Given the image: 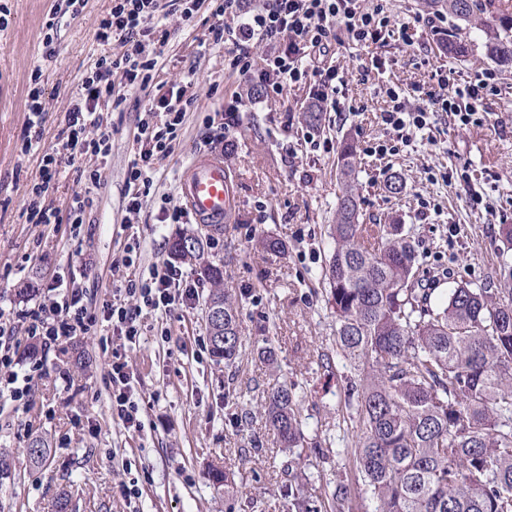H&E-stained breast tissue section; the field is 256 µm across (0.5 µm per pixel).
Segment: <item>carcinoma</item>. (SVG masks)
<instances>
[{
    "label": "carcinoma",
    "mask_w": 512,
    "mask_h": 512,
    "mask_svg": "<svg viewBox=\"0 0 512 512\" xmlns=\"http://www.w3.org/2000/svg\"><path fill=\"white\" fill-rule=\"evenodd\" d=\"M443 3L465 24L492 0H424ZM486 50L512 66V18L500 20ZM341 195L329 237L335 246L322 278L336 313V356L354 370L348 393L354 448L344 461L375 503L373 512H512V266L501 268L502 287L459 284L432 297L412 288L415 249L400 224L360 223L356 150L341 146ZM224 226L206 237L177 232L170 255L194 267L208 286L206 308L219 305L224 327L207 324L210 354L232 365L242 348L240 301L224 289V261L211 259ZM266 424L288 450V512H322L316 495L301 493L309 481L302 454L301 413L293 388L267 393ZM42 437L28 448L32 465L49 457ZM350 483L336 485L328 512H354Z\"/></svg>",
    "instance_id": "1"
}]
</instances>
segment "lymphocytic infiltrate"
<instances>
[{"label": "lymphocytic infiltrate", "mask_w": 512, "mask_h": 512, "mask_svg": "<svg viewBox=\"0 0 512 512\" xmlns=\"http://www.w3.org/2000/svg\"><path fill=\"white\" fill-rule=\"evenodd\" d=\"M362 0H112L110 11L101 19L97 33L103 43H118V54L102 55L83 78L78 98L65 116V135L43 149L40 176L29 189L26 207L33 224L58 221L50 197L65 168L78 167L81 178L98 185L100 169L84 166L87 158L105 159L112 149V125L104 105L120 107L131 91H148V110L134 135V157L126 176V209L139 214L153 183L159 163L179 142L186 112L194 103L191 82L156 81L154 71L168 44L167 21L180 16L193 21L208 14V41L224 48V65L246 88H259L262 97L281 99L301 82L310 83L316 101L338 109L337 94L344 77L322 58L341 39L368 45L397 37L414 45L419 27H435V17L417 15L413 25L393 27L383 5L366 9ZM495 73L485 69L474 81L452 89L446 75H439L437 87H414V106H407L398 85H388L390 109L379 118L389 135L382 143L366 146L370 155H385L409 145L416 131L423 129L431 114L453 115L462 126L481 124L483 103L494 89ZM141 249L138 237H129L122 259L127 276L121 277L112 300L103 312H96L79 289L61 291L60 280L48 283L44 301L9 313L0 312V384L4 385L18 410H27L41 376L39 363L22 366L18 359L17 329L42 350L55 348L62 339L87 332L100 318L112 323V413L126 430H139V404L127 352L142 336L143 311L166 314L176 306L194 301L198 284L171 262L150 269L148 276L134 274L135 257ZM62 302H55V294Z\"/></svg>", "instance_id": "obj_1"}]
</instances>
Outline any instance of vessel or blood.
<instances>
[{"label": "vessel or blood", "instance_id": "b4317fda", "mask_svg": "<svg viewBox=\"0 0 512 512\" xmlns=\"http://www.w3.org/2000/svg\"><path fill=\"white\" fill-rule=\"evenodd\" d=\"M178 197L196 223H224L235 205V194L223 156L210 153L194 160L179 181Z\"/></svg>", "mask_w": 512, "mask_h": 512}]
</instances>
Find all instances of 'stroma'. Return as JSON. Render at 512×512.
<instances>
[{
    "label": "stroma",
    "mask_w": 512,
    "mask_h": 512,
    "mask_svg": "<svg viewBox=\"0 0 512 512\" xmlns=\"http://www.w3.org/2000/svg\"><path fill=\"white\" fill-rule=\"evenodd\" d=\"M9 25L0 29V309L22 308L23 283L43 285L59 277L83 289L100 306L116 284L112 265L121 259L128 236H138V266L147 270L169 258L176 225L161 221L163 201L178 205V183L186 165L214 150L203 125L205 113L220 112L238 90L237 76L224 68V50L200 47L209 24L171 16L169 43L157 67L158 79L192 78L197 101L187 112L175 151L158 166L146 205L139 215L126 212L123 192L134 157L133 131L148 96H128L123 111H112V151L100 186L66 170L53 194L59 221L30 224L24 209L28 188L39 177L38 151L19 152L27 117L26 100L33 70H41L47 112L42 147L54 145L66 112L77 98L85 73L105 53H119L96 37L112 0H85L78 15L57 12L58 0H6ZM55 16L54 54L42 43V27ZM499 11L459 29L445 20L443 32L419 31V43L395 40L334 46L326 61L344 73L343 111H324L319 126L305 123L311 88L294 85L277 102L246 103L238 116L234 145L225 149L224 166L236 181L239 210L224 227V242L213 250L223 259L224 286L241 298L242 349L233 366L214 365L209 355L204 300L167 316L144 315L142 338L129 351L139 394L137 432L112 416L107 378L112 357V325L99 321L88 333L40 352L42 366L27 412L0 396V448L10 451V466L0 471V512H56L68 497L70 512H130L119 495L120 483L137 481L140 512H285L280 494L287 460L263 413L272 385L294 386L310 464L308 492L329 499L341 464L328 439L348 411L351 370L336 356V315L328 304L321 275L334 243L326 233L336 214L339 182L337 151L342 139L359 153L358 182L365 224H400L418 254L417 275L424 287L451 288L459 282L497 287L499 229L512 225V68L496 67L484 50L486 31L499 25ZM460 32L466 54L451 57L441 48L449 33ZM380 71H372L373 61ZM497 74L496 90L484 104L486 121L459 128L438 112L411 146L382 158L366 155L367 145L386 140L377 115L388 106L387 84L435 87L437 70L461 86L477 71ZM453 171L451 181L442 175ZM399 175L403 190L392 194L385 183ZM484 192L487 208L465 200V178ZM88 193L85 234L72 238L66 222L70 199ZM271 235L287 245L285 254L262 251L257 241ZM272 348L267 361L263 348ZM87 365L77 368L76 355ZM42 436L49 459L32 467L26 447ZM234 471L231 496L216 492L210 466Z\"/></svg>",
    "instance_id": "1"
}]
</instances>
